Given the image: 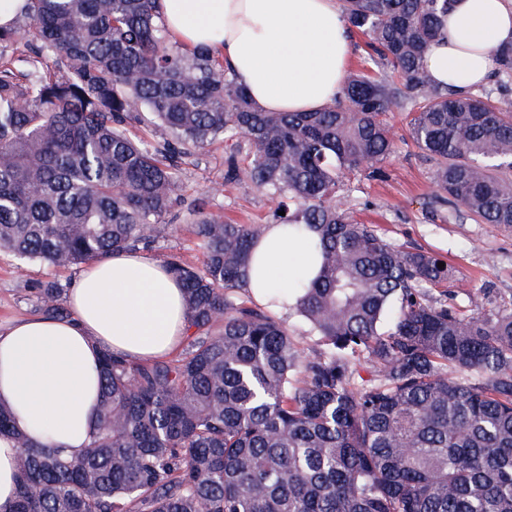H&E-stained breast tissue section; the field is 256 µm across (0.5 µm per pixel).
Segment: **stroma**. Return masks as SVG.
<instances>
[{
    "mask_svg": "<svg viewBox=\"0 0 512 512\" xmlns=\"http://www.w3.org/2000/svg\"><path fill=\"white\" fill-rule=\"evenodd\" d=\"M397 151L386 165V176L371 179L358 172L340 194L347 214L375 226L382 238L398 247H415L443 258L452 269L448 300L467 305L480 295L487 308L497 309L512 301V230L462 221L455 207L437 204L433 164L414 143L406 113L388 116ZM225 143L217 141L193 152L181 165V201L168 223L159 225L150 256L163 261L175 255L198 266L203 250L188 215L191 205L223 212L239 224H270L273 206L249 185L224 182ZM78 267L52 269L38 264L21 265L0 255V327L39 315L30 292L38 281L54 280L69 288Z\"/></svg>",
    "mask_w": 512,
    "mask_h": 512,
    "instance_id": "35a3bbf8",
    "label": "stroma"
}]
</instances>
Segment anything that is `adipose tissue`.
I'll use <instances>...</instances> for the list:
<instances>
[{
	"label": "adipose tissue",
	"instance_id": "obj_1",
	"mask_svg": "<svg viewBox=\"0 0 512 512\" xmlns=\"http://www.w3.org/2000/svg\"><path fill=\"white\" fill-rule=\"evenodd\" d=\"M171 38L220 56L267 112H315L333 104L352 44L340 0H159ZM512 43V0H457L426 52V70L460 94L485 84L494 51ZM314 232L266 225L248 289L257 301H294L296 280L318 272ZM70 317L41 316L0 329V405L16 429L79 456L95 428L101 359L134 363L174 354L189 331L181 284L160 261L118 252L73 280Z\"/></svg>",
	"mask_w": 512,
	"mask_h": 512
}]
</instances>
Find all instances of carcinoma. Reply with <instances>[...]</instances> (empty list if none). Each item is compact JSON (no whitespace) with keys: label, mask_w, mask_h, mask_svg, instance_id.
<instances>
[{"label":"carcinoma","mask_w":512,"mask_h":512,"mask_svg":"<svg viewBox=\"0 0 512 512\" xmlns=\"http://www.w3.org/2000/svg\"><path fill=\"white\" fill-rule=\"evenodd\" d=\"M453 2L342 0L398 80L349 72L345 105L317 112L256 107L222 60L174 45L156 0H27L0 28L1 255L54 268L152 247L182 158L224 139V182L315 230L320 259L290 308L310 328L302 346L246 289L264 225L191 209L205 261L166 262L191 340L151 363L103 355L77 458L0 407V436L22 449L6 512H512V308L448 304L433 294L450 276L440 258L386 243L338 196L354 171L386 175L383 115L409 112L439 199L512 228V99L460 97L425 70ZM14 44L27 54L4 58ZM492 80L508 91L512 44ZM145 119L172 141L131 134ZM30 291L68 315L57 282Z\"/></svg>","instance_id":"carcinoma-1"}]
</instances>
